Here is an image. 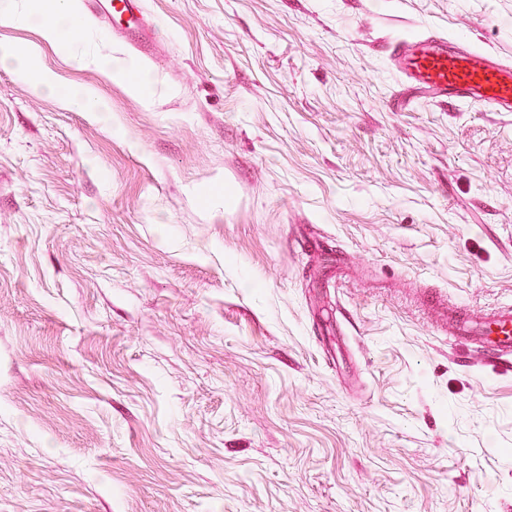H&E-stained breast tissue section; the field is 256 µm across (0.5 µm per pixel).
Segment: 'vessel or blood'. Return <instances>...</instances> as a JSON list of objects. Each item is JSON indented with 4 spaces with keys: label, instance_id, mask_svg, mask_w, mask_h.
Wrapping results in <instances>:
<instances>
[{
    "label": "vessel or blood",
    "instance_id": "vessel-or-blood-1",
    "mask_svg": "<svg viewBox=\"0 0 512 512\" xmlns=\"http://www.w3.org/2000/svg\"><path fill=\"white\" fill-rule=\"evenodd\" d=\"M103 20L107 28L126 30L145 41L151 38L140 0H108ZM390 60L410 87L431 100L512 112V64L490 52L426 38L395 46ZM451 329L472 337L491 359L512 361L511 306L482 314L475 325L456 318Z\"/></svg>",
    "mask_w": 512,
    "mask_h": 512
}]
</instances>
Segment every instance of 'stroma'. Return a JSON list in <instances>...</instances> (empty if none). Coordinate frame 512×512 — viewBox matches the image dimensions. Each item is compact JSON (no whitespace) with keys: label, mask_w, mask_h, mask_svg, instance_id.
Here are the masks:
<instances>
[{"label":"stroma","mask_w":512,"mask_h":512,"mask_svg":"<svg viewBox=\"0 0 512 512\" xmlns=\"http://www.w3.org/2000/svg\"><path fill=\"white\" fill-rule=\"evenodd\" d=\"M69 7L0 24L61 87L0 64V512H512V369L440 325L512 306V112L389 60L512 62V0ZM64 1L51 0L49 9L46 12L41 4L38 8L31 11L30 15H49L50 19L43 22L45 38L52 42H64L65 32L70 27L71 19L67 10L64 8ZM104 17L107 29H124L144 40L147 47L152 38L145 24V15L140 0H108ZM390 60L410 87L433 101L512 112V65L488 51L426 38L395 46Z\"/></svg>","instance_id":"35a3bbf8"}]
</instances>
